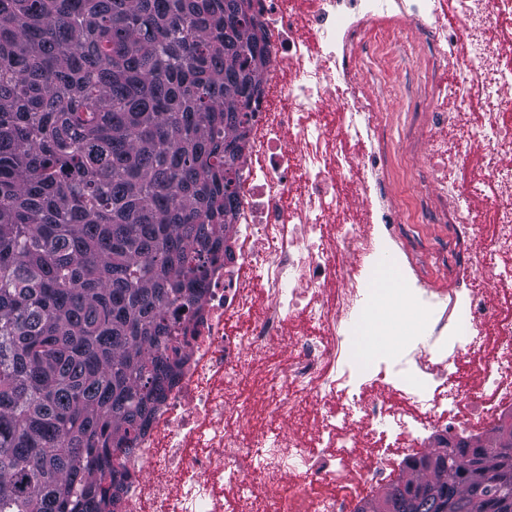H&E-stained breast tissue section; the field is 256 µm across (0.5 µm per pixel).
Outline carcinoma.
<instances>
[{"instance_id":"cac0c4a2","label":"carcinoma","mask_w":512,"mask_h":512,"mask_svg":"<svg viewBox=\"0 0 512 512\" xmlns=\"http://www.w3.org/2000/svg\"><path fill=\"white\" fill-rule=\"evenodd\" d=\"M239 0H0V512H116L229 240L265 38ZM390 512H494L512 431Z\"/></svg>"}]
</instances>
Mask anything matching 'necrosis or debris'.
<instances>
[{"label":"necrosis or debris","instance_id":"4bbe7bcc","mask_svg":"<svg viewBox=\"0 0 512 512\" xmlns=\"http://www.w3.org/2000/svg\"><path fill=\"white\" fill-rule=\"evenodd\" d=\"M269 50L229 231L234 266L217 269L188 337V362L133 454L122 512H350L387 481L400 453L434 433L487 439L512 415V0H257ZM460 25L449 28L448 12ZM424 62L426 136L411 176L420 217L444 224L436 253L452 283L430 285L407 256L408 226L388 192L392 154L363 75ZM462 79L446 85L448 60ZM480 105L456 155L448 130ZM479 163L494 199L474 223L448 162ZM501 264L487 265L486 247ZM399 254L388 314L421 326L368 384L350 379L348 317L368 288L361 257ZM491 283L492 292L473 285ZM473 384L456 385L460 368ZM266 442L255 463L254 441ZM196 473L186 481L187 473Z\"/></svg>","mask_w":512,"mask_h":512}]
</instances>
